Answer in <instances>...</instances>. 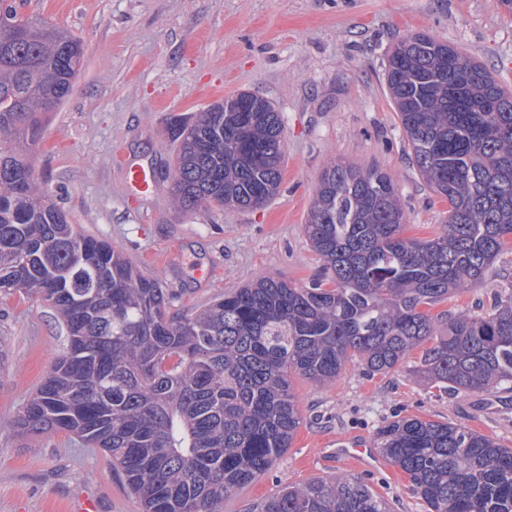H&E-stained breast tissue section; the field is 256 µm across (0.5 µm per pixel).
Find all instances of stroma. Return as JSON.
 <instances>
[{"mask_svg": "<svg viewBox=\"0 0 512 512\" xmlns=\"http://www.w3.org/2000/svg\"><path fill=\"white\" fill-rule=\"evenodd\" d=\"M27 13L84 42L83 68L68 100L50 113L33 157L70 223L109 242L190 314L261 275L301 285L321 262L303 232L318 177L331 161L390 173L407 216V236L443 233L448 205L412 165L389 98L387 57L402 37L426 32L482 63L512 88V13L499 0H30ZM242 91L280 112L286 159L278 194L257 209L178 210L168 190L174 116L193 117ZM140 165L157 184L129 186ZM211 269L209 280L198 270ZM512 289V253L482 284L435 306L444 315L492 312ZM67 334L36 298L0 293V512H49L82 498L97 512H141L108 455L64 433L21 435L10 425ZM413 350L395 371L351 366L320 385L293 377L303 423L277 464L224 501V512H255L289 484L334 473L362 478L391 512H426L395 466L336 462L333 438L374 443L394 417L419 416L468 427L512 448V391L455 394L413 368Z\"/></svg>", "mask_w": 512, "mask_h": 512, "instance_id": "35a3bbf8", "label": "stroma"}]
</instances>
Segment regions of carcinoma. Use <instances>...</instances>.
I'll return each instance as SVG.
<instances>
[{
	"instance_id": "obj_1",
	"label": "carcinoma",
	"mask_w": 512,
	"mask_h": 512,
	"mask_svg": "<svg viewBox=\"0 0 512 512\" xmlns=\"http://www.w3.org/2000/svg\"><path fill=\"white\" fill-rule=\"evenodd\" d=\"M83 58L72 32L0 0V292L48 303L68 340L14 430L102 449L142 512H224L300 428L294 376L385 374L421 347L418 372L447 390H512V297L446 327L431 313L512 250V90L484 65L424 33L388 55L410 158L448 203L441 235L404 234L385 171L331 162L304 224L323 275L301 286L262 276L176 318L158 279L67 221L31 160ZM170 130L181 210L251 209L278 193L283 123L269 100L253 96L249 112L217 102ZM376 442L427 512H512V448L418 416L380 426ZM259 512L390 510L362 479L328 475L278 490Z\"/></svg>"
}]
</instances>
